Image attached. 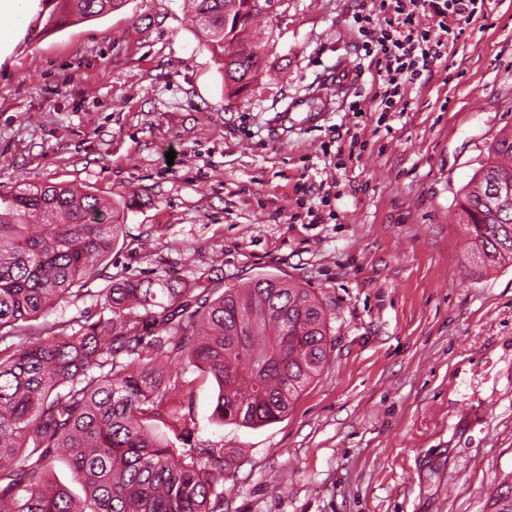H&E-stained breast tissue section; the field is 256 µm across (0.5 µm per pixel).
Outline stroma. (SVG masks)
Listing matches in <instances>:
<instances>
[{
	"label": "stroma",
	"instance_id": "obj_1",
	"mask_svg": "<svg viewBox=\"0 0 512 512\" xmlns=\"http://www.w3.org/2000/svg\"><path fill=\"white\" fill-rule=\"evenodd\" d=\"M378 8L278 0L253 25L266 71L236 97L182 0L58 27L30 0L0 55V190L95 191L125 226L92 295L44 321L98 318L110 279L163 272L190 288L273 276L327 308V362L287 416L216 425L209 378L185 403L189 446L224 450V512H495L512 492V260L477 265L458 222L512 129V0H484L404 112L380 111L361 49ZM299 96L316 119L283 121Z\"/></svg>",
	"mask_w": 512,
	"mask_h": 512
}]
</instances>
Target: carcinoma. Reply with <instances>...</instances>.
<instances>
[{"mask_svg": "<svg viewBox=\"0 0 512 512\" xmlns=\"http://www.w3.org/2000/svg\"><path fill=\"white\" fill-rule=\"evenodd\" d=\"M117 2L58 0L49 22L96 18ZM271 2L187 0L232 96L261 75L267 42L244 32ZM460 209L480 263L512 259V130L487 147ZM122 233L112 203L93 192H0V512H220L224 449L185 447L188 369L214 380L215 423L261 427L284 417L327 361L323 302L266 277L217 297L169 275L121 279L96 292L108 316L32 328L51 306L91 293ZM61 457L84 497L51 481Z\"/></svg>", "mask_w": 512, "mask_h": 512, "instance_id": "obj_1", "label": "carcinoma"}]
</instances>
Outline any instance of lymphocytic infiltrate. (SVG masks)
Returning <instances> with one entry per match:
<instances>
[{
	"mask_svg": "<svg viewBox=\"0 0 512 512\" xmlns=\"http://www.w3.org/2000/svg\"><path fill=\"white\" fill-rule=\"evenodd\" d=\"M422 11L436 17V30L420 28L416 16ZM477 11L478 0H394L396 22L389 28H382L379 14L361 17L362 48L377 65L384 110L403 102L406 84L419 80L430 61L442 58L449 41L462 35L463 24Z\"/></svg>",
	"mask_w": 512,
	"mask_h": 512,
	"instance_id": "f902f5d3",
	"label": "lymphocytic infiltrate"
}]
</instances>
